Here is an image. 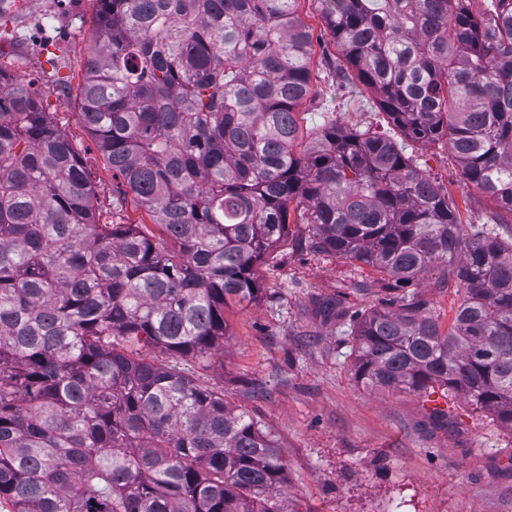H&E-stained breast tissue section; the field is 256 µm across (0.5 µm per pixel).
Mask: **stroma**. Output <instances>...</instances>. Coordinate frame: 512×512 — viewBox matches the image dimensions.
<instances>
[{
	"label": "stroma",
	"instance_id": "35a3bbf8",
	"mask_svg": "<svg viewBox=\"0 0 512 512\" xmlns=\"http://www.w3.org/2000/svg\"><path fill=\"white\" fill-rule=\"evenodd\" d=\"M95 9V0H23L19 10L0 11V69L31 83L79 153L98 222L146 224L134 202L114 210L118 182L78 118ZM298 14L314 47L311 93L299 107L303 138L331 114L339 125L403 140L370 91L337 79L317 0H300ZM404 142L453 196L462 223L493 226L496 205L464 183L446 145ZM307 236L290 215L285 242L257 269L258 300L229 303L224 343L208 361L151 347L143 356L223 393L272 431L287 465L284 498L296 512H512V428L451 392L448 424L435 427L423 398L356 382L351 324L326 317L319 303L340 298L362 312L381 307L388 292L372 268L306 249Z\"/></svg>",
	"mask_w": 512,
	"mask_h": 512
}]
</instances>
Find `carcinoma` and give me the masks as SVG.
<instances>
[{"mask_svg": "<svg viewBox=\"0 0 512 512\" xmlns=\"http://www.w3.org/2000/svg\"><path fill=\"white\" fill-rule=\"evenodd\" d=\"M300 0H97L79 119L147 224H99L91 175L0 71V496L13 512H286L279 444L137 347L203 360L288 234L385 276L355 380L449 389L512 427V228L466 229L402 145L326 121L301 144ZM319 0L338 73L443 142L512 216V0ZM454 282L441 331L423 297ZM403 291H416L424 295L429 301L431 314L437 318L443 330H448V326L452 323L454 309L459 304V297L453 285L439 284L433 278L418 285L403 288L399 293H403Z\"/></svg>", "mask_w": 512, "mask_h": 512, "instance_id": "obj_1", "label": "carcinoma"}]
</instances>
